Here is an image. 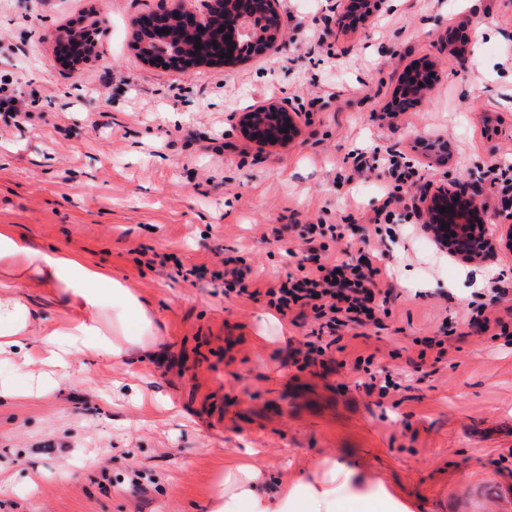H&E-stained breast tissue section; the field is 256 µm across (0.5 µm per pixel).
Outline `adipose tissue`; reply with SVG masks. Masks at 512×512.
Instances as JSON below:
<instances>
[{
    "instance_id": "ef3b65f1",
    "label": "adipose tissue",
    "mask_w": 512,
    "mask_h": 512,
    "mask_svg": "<svg viewBox=\"0 0 512 512\" xmlns=\"http://www.w3.org/2000/svg\"><path fill=\"white\" fill-rule=\"evenodd\" d=\"M56 307L58 318L41 319L35 296ZM157 320L146 301L110 267L80 254L36 246L16 226L0 225V357L31 366L41 363L67 377L77 353L136 363L156 350ZM254 465L241 463L215 495L213 512H406L385 488L363 490L358 472L330 464L318 483L280 488L276 496L259 489Z\"/></svg>"
}]
</instances>
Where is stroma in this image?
<instances>
[{
  "label": "stroma",
  "instance_id": "1",
  "mask_svg": "<svg viewBox=\"0 0 512 512\" xmlns=\"http://www.w3.org/2000/svg\"><path fill=\"white\" fill-rule=\"evenodd\" d=\"M335 4L278 0L282 48L182 71L131 47L137 17L181 0H0V86L27 113L0 128V225L111 266L149 302L165 349L135 365L81 353L66 380L37 376L32 396L1 400L0 512H212L247 448L274 486L336 461L409 512H512V251L451 259L400 204L367 223L394 182L381 164L353 172L357 152L397 151L433 185L479 180L477 204L506 223L512 0H386L329 32ZM99 19L98 58L60 66L57 30ZM451 25L480 66L441 49ZM425 60L432 86L388 116L399 73ZM257 102L299 112L288 147L242 138L238 114ZM305 224L345 225L328 256L386 251L391 295L380 326L342 331L341 349L301 371L291 351L312 316H270L176 267L241 255L266 282L296 271ZM481 305L506 335L471 325ZM445 323L457 334L440 362L420 358L416 338ZM369 354L399 384L386 397L353 367Z\"/></svg>",
  "mask_w": 512,
  "mask_h": 512
}]
</instances>
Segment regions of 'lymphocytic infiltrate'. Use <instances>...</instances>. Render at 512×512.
Instances as JSON below:
<instances>
[{"label":"lymphocytic infiltrate","mask_w":512,"mask_h":512,"mask_svg":"<svg viewBox=\"0 0 512 512\" xmlns=\"http://www.w3.org/2000/svg\"><path fill=\"white\" fill-rule=\"evenodd\" d=\"M243 263V257L230 256L224 259L222 269L201 264L187 268L185 274L211 284L221 281L233 285L238 296L265 300L270 309L284 317L296 310H310L317 327L297 351L299 368L316 365L324 356L325 335L335 334L341 327L357 329L378 324L384 310L375 301L376 281L389 273L384 253L363 251L345 260L315 255L310 265H298L296 272L286 273L264 288L247 280Z\"/></svg>","instance_id":"f902f5d3"}]
</instances>
